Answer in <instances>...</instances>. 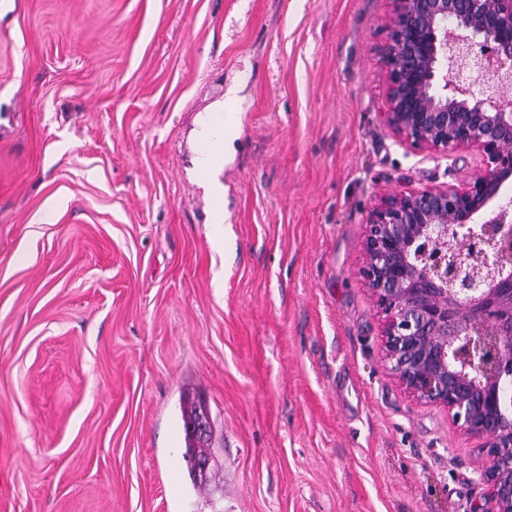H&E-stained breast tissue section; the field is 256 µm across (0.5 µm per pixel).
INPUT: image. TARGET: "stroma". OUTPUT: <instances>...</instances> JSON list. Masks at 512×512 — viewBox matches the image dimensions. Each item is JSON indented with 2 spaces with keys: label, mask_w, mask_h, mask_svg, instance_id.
Here are the masks:
<instances>
[{
  "label": "stroma",
  "mask_w": 512,
  "mask_h": 512,
  "mask_svg": "<svg viewBox=\"0 0 512 512\" xmlns=\"http://www.w3.org/2000/svg\"><path fill=\"white\" fill-rule=\"evenodd\" d=\"M389 12L0 0V512H485L475 440L399 386L359 273L380 194L482 167L380 122ZM233 84L217 224L197 130ZM208 416L206 411L201 406H191L190 409H187L182 417L183 427L185 432V452L184 459L187 462V469L190 479L194 484H197L198 481H202L203 474H206L210 461H208L211 457L208 452L205 451L204 447L210 441L213 435V427L211 422L208 423V434L205 438L201 435H197L195 433V429L190 430L191 427H194L195 424L200 420L201 417ZM208 461L206 463H202L200 468L203 470V474L199 471L200 475L197 473V467H199L200 462Z\"/></svg>",
  "instance_id": "35a3bbf8"
}]
</instances>
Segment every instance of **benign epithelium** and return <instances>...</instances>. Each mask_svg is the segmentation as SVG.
Segmentation results:
<instances>
[{
    "mask_svg": "<svg viewBox=\"0 0 512 512\" xmlns=\"http://www.w3.org/2000/svg\"><path fill=\"white\" fill-rule=\"evenodd\" d=\"M383 123L417 151L476 150L459 186L381 196L360 275L390 369L478 442L486 512H512V0H390ZM491 74L499 91L476 79Z\"/></svg>",
    "mask_w": 512,
    "mask_h": 512,
    "instance_id": "benign-epithelium-1",
    "label": "benign epithelium"
}]
</instances>
